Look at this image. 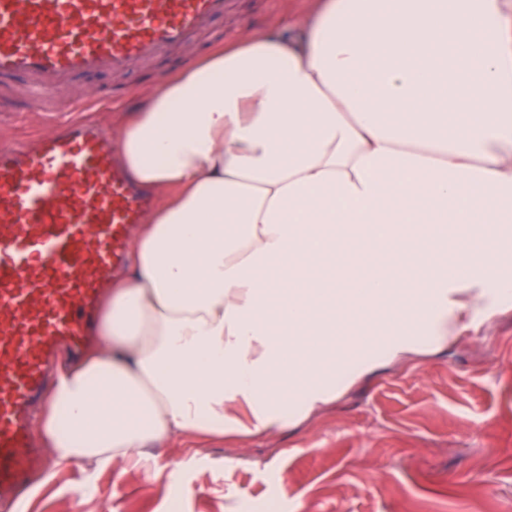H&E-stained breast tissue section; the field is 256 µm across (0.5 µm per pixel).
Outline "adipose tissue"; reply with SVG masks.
Returning a JSON list of instances; mask_svg holds the SVG:
<instances>
[{
	"mask_svg": "<svg viewBox=\"0 0 512 512\" xmlns=\"http://www.w3.org/2000/svg\"><path fill=\"white\" fill-rule=\"evenodd\" d=\"M118 147L163 200L37 413L56 464L280 430L512 300V0H317L182 69Z\"/></svg>",
	"mask_w": 512,
	"mask_h": 512,
	"instance_id": "obj_1",
	"label": "adipose tissue"
}]
</instances>
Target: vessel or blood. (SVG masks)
Returning <instances> with one entry per match:
<instances>
[{
	"instance_id": "1",
	"label": "vessel or blood",
	"mask_w": 512,
	"mask_h": 512,
	"mask_svg": "<svg viewBox=\"0 0 512 512\" xmlns=\"http://www.w3.org/2000/svg\"><path fill=\"white\" fill-rule=\"evenodd\" d=\"M230 0H0V84L53 102L75 77L124 73L207 30ZM152 200L82 124L0 145V502L47 460L31 433L59 349L79 353Z\"/></svg>"
}]
</instances>
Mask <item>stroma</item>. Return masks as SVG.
I'll return each instance as SVG.
<instances>
[{
    "mask_svg": "<svg viewBox=\"0 0 512 512\" xmlns=\"http://www.w3.org/2000/svg\"><path fill=\"white\" fill-rule=\"evenodd\" d=\"M314 0H234L190 46L126 74L80 78L60 112L94 89L142 98L217 46L287 31ZM138 465L80 461L36 474L0 512H512V312L493 326L350 386L322 413L240 441L178 435Z\"/></svg>",
    "mask_w": 512,
    "mask_h": 512,
    "instance_id": "35a3bbf8",
    "label": "stroma"
}]
</instances>
